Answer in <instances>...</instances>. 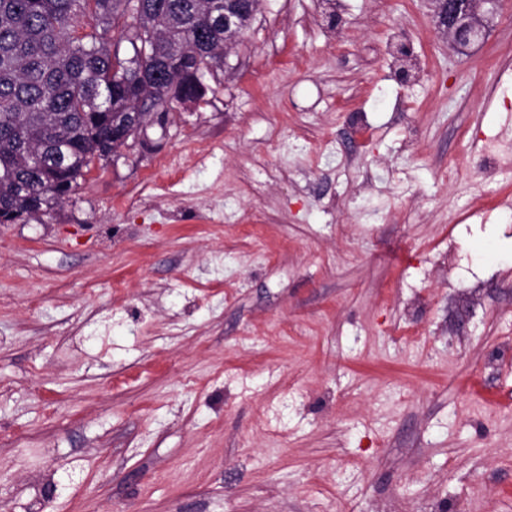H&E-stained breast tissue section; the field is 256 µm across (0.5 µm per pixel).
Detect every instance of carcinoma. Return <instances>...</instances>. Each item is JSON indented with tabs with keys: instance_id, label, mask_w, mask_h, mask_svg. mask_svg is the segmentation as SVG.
I'll return each instance as SVG.
<instances>
[{
	"instance_id": "cac0c4a2",
	"label": "carcinoma",
	"mask_w": 512,
	"mask_h": 512,
	"mask_svg": "<svg viewBox=\"0 0 512 512\" xmlns=\"http://www.w3.org/2000/svg\"><path fill=\"white\" fill-rule=\"evenodd\" d=\"M213 0H0V212L65 202L112 145V117L144 96L163 107L202 96L224 69Z\"/></svg>"
}]
</instances>
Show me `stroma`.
<instances>
[{
	"label": "stroma",
	"instance_id": "35a3bbf8",
	"mask_svg": "<svg viewBox=\"0 0 512 512\" xmlns=\"http://www.w3.org/2000/svg\"><path fill=\"white\" fill-rule=\"evenodd\" d=\"M204 84L0 224V512H512V0H261ZM439 26L443 27L444 34L452 44L457 47L464 46L469 32L477 31L480 37L486 27V22L478 13L481 3L493 6V13L497 11V0H432Z\"/></svg>",
	"mask_w": 512,
	"mask_h": 512
}]
</instances>
